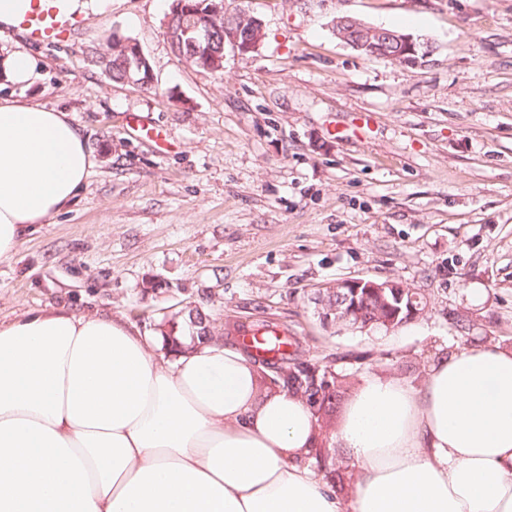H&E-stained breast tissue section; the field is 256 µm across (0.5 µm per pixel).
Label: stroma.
<instances>
[{"instance_id": "obj_1", "label": "stroma", "mask_w": 512, "mask_h": 512, "mask_svg": "<svg viewBox=\"0 0 512 512\" xmlns=\"http://www.w3.org/2000/svg\"><path fill=\"white\" fill-rule=\"evenodd\" d=\"M169 0H112L70 40L15 31L26 98L67 112L96 165L75 201L0 263V320L102 311L150 333L190 308L218 330L265 316L302 357L343 375L421 386L440 356L512 348V0H226L264 24L258 51L226 52L223 75L188 64L163 20ZM427 38L408 67L360 55L332 21ZM135 39L157 85L110 79L88 60L113 30ZM136 113L165 146L129 136ZM397 279L427 304L390 331L323 327L309 301L339 280ZM156 279L160 288H147ZM311 466L354 467L331 436Z\"/></svg>"}]
</instances>
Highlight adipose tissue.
<instances>
[{
	"label": "adipose tissue",
	"instance_id": "adipose-tissue-1",
	"mask_svg": "<svg viewBox=\"0 0 512 512\" xmlns=\"http://www.w3.org/2000/svg\"><path fill=\"white\" fill-rule=\"evenodd\" d=\"M94 165L67 113L0 99V262ZM181 342L156 356L162 336L99 311L0 322V512H512V350L439 357L419 388L365 378L332 435L356 465L342 498L307 462L304 398Z\"/></svg>",
	"mask_w": 512,
	"mask_h": 512
}]
</instances>
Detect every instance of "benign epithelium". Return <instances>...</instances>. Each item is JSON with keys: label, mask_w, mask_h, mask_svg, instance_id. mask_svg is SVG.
<instances>
[{"label": "benign epithelium", "mask_w": 512, "mask_h": 512, "mask_svg": "<svg viewBox=\"0 0 512 512\" xmlns=\"http://www.w3.org/2000/svg\"><path fill=\"white\" fill-rule=\"evenodd\" d=\"M224 19V44L239 56L256 52L264 38L263 24L248 10L232 16L224 9V0H205L194 5L189 0H172L164 28L167 39L177 40L193 34L202 38L203 46L196 48V65L208 71L224 68V54L210 44L211 27ZM333 33L340 41L368 57L393 60L406 66H416L430 54L428 43L382 26L366 24L344 16L333 20ZM112 50L121 53L126 82L140 88L155 85L149 60L132 38L114 32ZM405 283L389 279L341 280L317 289L311 297L320 321L328 328L340 324L367 331L371 326L392 330L402 324L422 318L427 307L414 304L416 297Z\"/></svg>", "instance_id": "benign-epithelium-1"}]
</instances>
